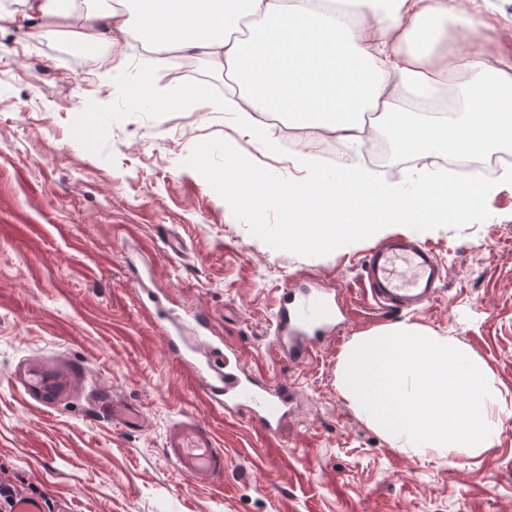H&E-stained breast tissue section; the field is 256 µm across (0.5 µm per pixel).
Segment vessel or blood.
I'll list each match as a JSON object with an SVG mask.
<instances>
[{
    "instance_id": "b4317fda",
    "label": "vessel or blood",
    "mask_w": 512,
    "mask_h": 512,
    "mask_svg": "<svg viewBox=\"0 0 512 512\" xmlns=\"http://www.w3.org/2000/svg\"><path fill=\"white\" fill-rule=\"evenodd\" d=\"M363 275L379 309L416 311L431 303L444 269L425 243L396 237L371 248ZM345 310L335 297L311 285L284 289L275 311L273 341L297 364L309 360L314 342L333 335ZM170 354L178 359L197 394L215 411L245 419L268 437L275 436L288 412L284 386L249 375L239 355L229 351L223 364L184 356L175 336H167ZM166 453L195 483L224 485V451L212 434L193 421L174 425Z\"/></svg>"
}]
</instances>
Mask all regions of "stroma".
<instances>
[{
	"instance_id": "35a3bbf8",
	"label": "stroma",
	"mask_w": 512,
	"mask_h": 512,
	"mask_svg": "<svg viewBox=\"0 0 512 512\" xmlns=\"http://www.w3.org/2000/svg\"><path fill=\"white\" fill-rule=\"evenodd\" d=\"M30 25L22 0L0 7V479L52 512H512V417L479 456L423 459L391 447L336 388L353 336L406 322L458 340L512 393V161L467 221L388 228L431 246L446 276L425 309L386 313L363 283L375 238L288 244L278 209L259 219L218 193L229 149L273 180L305 173L284 138L270 153L254 145L206 57L203 79L163 71L143 98L138 38L116 54L78 51L62 36L31 41ZM187 92L212 107L166 108ZM304 281L334 289L350 320L297 365L272 342L274 311ZM142 286L165 290L172 312L207 315L210 335L291 391L275 439L189 389L163 323L139 306ZM37 370L59 382L50 398L26 391ZM114 400L146 426L114 421ZM184 420L222 444L223 489L167 458Z\"/></svg>"
}]
</instances>
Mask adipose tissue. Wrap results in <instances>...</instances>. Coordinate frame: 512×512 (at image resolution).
Returning <instances> with one entry per match:
<instances>
[{
  "label": "adipose tissue",
  "mask_w": 512,
  "mask_h": 512,
  "mask_svg": "<svg viewBox=\"0 0 512 512\" xmlns=\"http://www.w3.org/2000/svg\"><path fill=\"white\" fill-rule=\"evenodd\" d=\"M60 2L25 0L38 21L33 39L54 35L51 21L60 16L79 46L115 48L138 30L149 51L201 53L239 86L238 98L224 104L239 112L259 149L274 142L266 114L353 144L375 131L364 124V113H378L398 150L418 165L411 191L373 184L352 163L283 184L228 156L224 181L236 186V203L259 212L278 206L291 242L335 248L393 224L417 228L466 219L483 188L429 178L428 160L512 139V57L498 54L493 37L474 38L479 0H354L351 11L339 0H133V8L100 14ZM397 87L416 111H397ZM450 89L467 106L464 120L422 114Z\"/></svg>",
  "instance_id": "adipose-tissue-1"
}]
</instances>
